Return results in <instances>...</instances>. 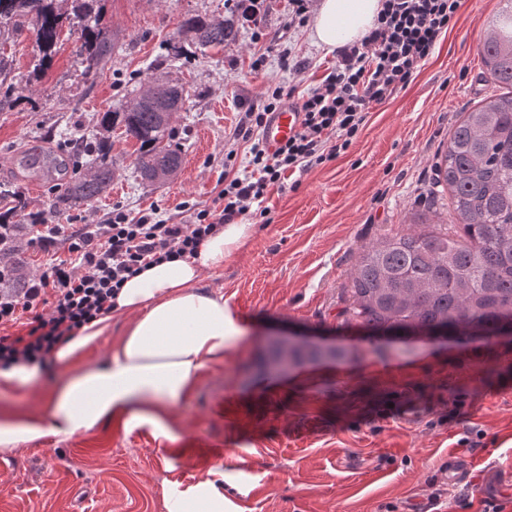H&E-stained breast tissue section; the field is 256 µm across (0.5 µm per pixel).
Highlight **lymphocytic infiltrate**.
Here are the masks:
<instances>
[{
    "instance_id": "f902f5d3",
    "label": "lymphocytic infiltrate",
    "mask_w": 512,
    "mask_h": 512,
    "mask_svg": "<svg viewBox=\"0 0 512 512\" xmlns=\"http://www.w3.org/2000/svg\"><path fill=\"white\" fill-rule=\"evenodd\" d=\"M463 0H383L374 28L359 45L344 48L322 81L302 95L297 132L268 152L260 131L284 92L275 88L262 111L244 112L236 136L248 143L251 171L225 176L212 207L178 224L116 211L101 224L71 232L47 224L38 240L65 236L68 259L49 264L22 294L0 292V326L21 325L0 336V368L18 363L45 367L75 331L112 309V297L148 266L196 254L200 244L236 217L260 210L270 187L286 172L319 165L346 149L367 124L372 105L404 87L424 65L443 33L453 29Z\"/></svg>"
}]
</instances>
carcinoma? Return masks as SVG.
<instances>
[{
	"label": "carcinoma",
	"instance_id": "1",
	"mask_svg": "<svg viewBox=\"0 0 512 512\" xmlns=\"http://www.w3.org/2000/svg\"><path fill=\"white\" fill-rule=\"evenodd\" d=\"M491 20L481 55L502 93L482 103L451 131L448 147L435 165L436 183L448 187L450 201L461 224L447 233L387 234L362 247L345 289L344 313L374 338L410 337L413 332L431 338L503 335L512 325V0ZM97 0H0V37L29 24L40 54V67L51 66L60 31L80 25L87 55L85 73L93 74L112 57V40L99 28ZM179 35L199 49L219 48L236 40L230 20L200 15L183 19ZM154 100L174 97L185 101V88L176 79L149 81ZM104 132L119 125L140 143L134 159L142 180L156 168L178 170L181 154L164 144L170 134L162 113L146 103L99 114ZM56 161L45 174L56 181L57 195L45 221L61 212L79 210L102 196L112 183V161L91 156L89 175L74 172L73 157L46 152ZM13 208L4 213L0 246L15 235L25 218L20 187L5 191ZM325 352L306 343L273 345L269 365L278 367L302 359H318Z\"/></svg>",
	"mask_w": 512,
	"mask_h": 512
}]
</instances>
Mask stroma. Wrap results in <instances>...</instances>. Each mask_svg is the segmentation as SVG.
Here are the masks:
<instances>
[{
	"instance_id": "stroma-1",
	"label": "stroma",
	"mask_w": 512,
	"mask_h": 512,
	"mask_svg": "<svg viewBox=\"0 0 512 512\" xmlns=\"http://www.w3.org/2000/svg\"><path fill=\"white\" fill-rule=\"evenodd\" d=\"M314 0H98L99 25L115 51L84 76L79 30H63L42 76L30 29L10 34V82L32 83L29 97L0 109V183L17 180L16 159L30 146L75 150L106 139L115 174L89 205L57 216L94 224L112 210L179 222L180 205L212 206L224 169L249 168L246 144L226 158L241 112L262 108L274 88L301 97L336 56L310 36ZM499 0H465L415 79L372 106L366 127L335 159L296 170L270 189L268 217L250 216L247 244L206 273L202 287L223 293L244 319L245 336L229 357L204 369L173 408L179 438L104 418L70 437L46 435L0 450V512H169V496L213 478L236 512H422L433 484H450L457 502L437 512H512V340L457 344L444 339L371 342L343 309L355 258L380 236L412 230L414 211L437 197L443 224L456 223L434 165L463 113L496 88L480 52ZM233 19L235 43L173 56L170 40L189 15ZM186 88L169 139L182 153L177 175L147 184L133 161L138 145L123 128L100 133L98 113L126 105L155 76ZM26 226L12 262L34 278L65 240L42 247ZM309 333L341 359L265 366L274 335ZM66 369L48 361L35 383L0 389V413L47 415L53 385ZM465 459L468 475L444 467Z\"/></svg>"
}]
</instances>
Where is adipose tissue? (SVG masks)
<instances>
[{
    "instance_id": "adipose-tissue-1",
    "label": "adipose tissue",
    "mask_w": 512,
    "mask_h": 512,
    "mask_svg": "<svg viewBox=\"0 0 512 512\" xmlns=\"http://www.w3.org/2000/svg\"><path fill=\"white\" fill-rule=\"evenodd\" d=\"M381 9V0H317L312 38L330 50L360 43ZM251 233L248 224L225 225L196 255L160 262L129 278L112 300L113 313L127 317L128 324L107 365L58 381L48 398L51 423L32 414H0V448L11 451L49 433L88 431L109 416L175 440L171 408L207 366L224 361L243 331L223 295L202 289L200 281L204 273L223 269Z\"/></svg>"
}]
</instances>
